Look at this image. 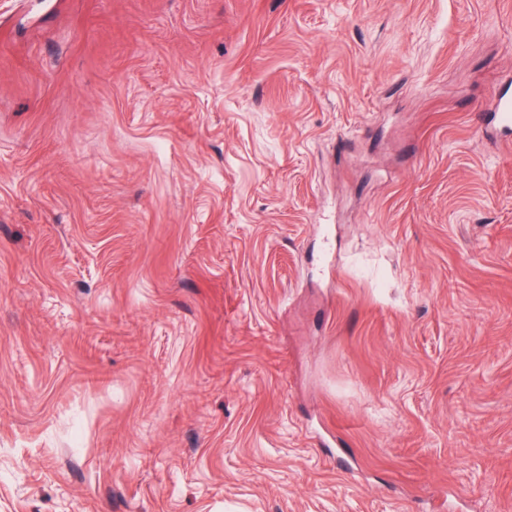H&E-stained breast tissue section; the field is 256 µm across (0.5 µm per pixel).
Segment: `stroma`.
<instances>
[{"mask_svg": "<svg viewBox=\"0 0 512 512\" xmlns=\"http://www.w3.org/2000/svg\"><path fill=\"white\" fill-rule=\"evenodd\" d=\"M512 0H0V512H512ZM491 123L503 136L512 132V90L508 85H500L491 98Z\"/></svg>", "mask_w": 512, "mask_h": 512, "instance_id": "1", "label": "stroma"}]
</instances>
